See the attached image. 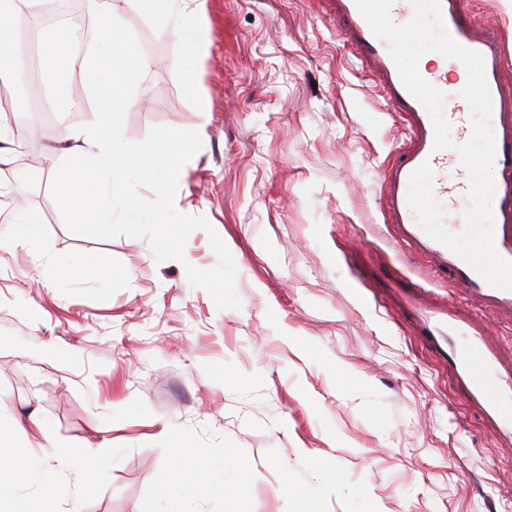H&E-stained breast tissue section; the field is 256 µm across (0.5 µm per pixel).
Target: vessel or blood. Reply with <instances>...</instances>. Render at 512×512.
Wrapping results in <instances>:
<instances>
[{
	"label": "vessel or blood",
	"instance_id": "obj_1",
	"mask_svg": "<svg viewBox=\"0 0 512 512\" xmlns=\"http://www.w3.org/2000/svg\"><path fill=\"white\" fill-rule=\"evenodd\" d=\"M327 3L345 46L402 122L404 136L389 152L378 177L383 219L396 243L413 259L422 261L432 276L445 281L461 300L457 307L428 300L397 278L390 285V293L398 313L427 337L466 400L482 411L494 434L512 442V353L490 338L484 322L490 316L512 325V290L490 285L459 256L429 237L407 202L411 173L421 164H429L433 192L444 209L443 224L449 231H457L469 190L460 157L456 148L434 150L427 111L403 86L388 42L373 36L355 0ZM440 9L449 35L484 59L496 144L494 245L503 260L512 262V86L506 85L502 76L507 63L505 36L499 25L479 21L469 10L468 0H440ZM425 79L444 91V114L455 132V141L457 145L466 142L471 135L470 108L459 88L449 87L444 72L426 73Z\"/></svg>",
	"mask_w": 512,
	"mask_h": 512
}]
</instances>
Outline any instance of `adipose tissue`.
I'll use <instances>...</instances> for the list:
<instances>
[{"label":"adipose tissue","mask_w":512,"mask_h":512,"mask_svg":"<svg viewBox=\"0 0 512 512\" xmlns=\"http://www.w3.org/2000/svg\"><path fill=\"white\" fill-rule=\"evenodd\" d=\"M87 7L100 35L98 42L88 49L85 59L94 102L89 105L82 100H68L64 84L54 85L56 100H68L71 109L86 114L83 126L78 131L66 132L53 149L59 167L52 170L50 176L64 184L59 205L66 212L83 213L85 188L90 182L121 193L124 186L117 174L122 170L137 171L156 186L164 206L174 205L177 197L172 186L179 175L176 160L184 149L179 140L170 137L142 150L122 147V131L113 118L118 107L108 91L112 75V36L116 31L112 0H87ZM75 156L80 157V166H71L70 160Z\"/></svg>","instance_id":"obj_1"}]
</instances>
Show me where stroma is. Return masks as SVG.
<instances>
[{
    "label": "stroma",
    "mask_w": 512,
    "mask_h": 512,
    "mask_svg": "<svg viewBox=\"0 0 512 512\" xmlns=\"http://www.w3.org/2000/svg\"><path fill=\"white\" fill-rule=\"evenodd\" d=\"M114 4L116 54L148 62L113 84L135 90L116 118L125 144L183 143L179 204L144 180L110 200L89 186L80 215L46 179L0 202L6 495L29 512H512V447L385 301L382 268L448 289L389 238L377 173L403 130L325 0H206L194 44L146 0Z\"/></svg>",
    "instance_id": "stroma-1"
}]
</instances>
